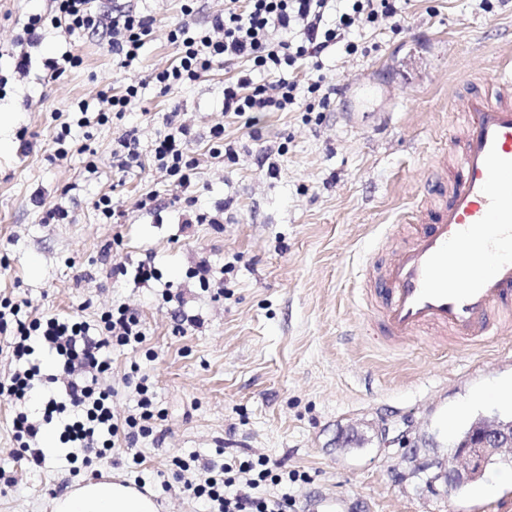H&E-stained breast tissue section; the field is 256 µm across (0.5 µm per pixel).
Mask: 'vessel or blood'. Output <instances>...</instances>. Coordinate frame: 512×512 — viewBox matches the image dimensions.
I'll list each match as a JSON object with an SVG mask.
<instances>
[{"mask_svg":"<svg viewBox=\"0 0 512 512\" xmlns=\"http://www.w3.org/2000/svg\"><path fill=\"white\" fill-rule=\"evenodd\" d=\"M491 85L459 101L453 176L429 182L423 229L363 270L365 303L396 341L432 328L481 345L512 325V66Z\"/></svg>","mask_w":512,"mask_h":512,"instance_id":"vessel-or-blood-1","label":"vessel or blood"}]
</instances>
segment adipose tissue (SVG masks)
Instances as JSON below:
<instances>
[{
	"label": "adipose tissue",
	"instance_id": "obj_1",
	"mask_svg": "<svg viewBox=\"0 0 512 512\" xmlns=\"http://www.w3.org/2000/svg\"><path fill=\"white\" fill-rule=\"evenodd\" d=\"M52 512H157L153 499L109 479L74 484L52 501Z\"/></svg>",
	"mask_w": 512,
	"mask_h": 512
}]
</instances>
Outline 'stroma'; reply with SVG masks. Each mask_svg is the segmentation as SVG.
Here are the masks:
<instances>
[{"label": "stroma", "mask_w": 512, "mask_h": 512, "mask_svg": "<svg viewBox=\"0 0 512 512\" xmlns=\"http://www.w3.org/2000/svg\"><path fill=\"white\" fill-rule=\"evenodd\" d=\"M91 6L156 17L139 63L121 68L104 40L51 25L23 48L16 35L28 13L50 12L51 4L0 0V113L15 117L11 147L0 151V299L31 318L72 315L91 324L127 306L145 338L108 348L102 382L124 420L137 404L126 378L139 367L162 417L151 436L74 473L64 436L71 415L47 424L57 450L37 467L17 455L12 419L21 411L41 419V403L0 395V512H51L56 495L104 474L129 484L143 475L160 512H206L173 477L174 459L192 453L218 465L228 456H266L302 473L263 488L291 495L290 512H512L511 465L489 466L454 497L430 479L475 418L512 415V402L499 397L512 384V328L473 347L433 330L413 343L389 342L359 302L358 275L365 264L385 263L416 227L427 183L448 161L455 103L512 56V2L488 12L482 0H407L405 32L385 23L359 29L351 38L370 47L368 56L340 49L324 58L325 74L345 83L329 110L259 112L248 128L223 116L232 69L214 67L166 93L152 81L176 58L168 31L182 0ZM66 51L81 65L49 78L45 61ZM24 52L31 64L22 76L15 63ZM129 84L141 88L138 104L123 118L73 126L71 141L88 152L54 159L52 141L78 103L100 108ZM170 119L190 127L200 161L190 205L150 157ZM221 121L237 160L209 155L210 129ZM130 135L143 165L123 170L112 151ZM24 141L30 152L20 151ZM151 193L161 212L139 209ZM38 195L43 206L65 207L67 218L42 223ZM103 195L117 223L96 215L93 202ZM201 214L222 220L200 224ZM148 257L158 281L113 278V264ZM204 260L224 272L221 299L190 276ZM167 289L176 303L163 298ZM177 307L185 326L173 318ZM351 427L357 440L337 447ZM133 451L142 459L136 473L127 466Z\"/></svg>", "instance_id": "obj_1"}]
</instances>
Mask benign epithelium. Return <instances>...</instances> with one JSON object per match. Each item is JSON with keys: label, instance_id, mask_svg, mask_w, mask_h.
<instances>
[{"label": "benign epithelium", "instance_id": "7a95c632", "mask_svg": "<svg viewBox=\"0 0 512 512\" xmlns=\"http://www.w3.org/2000/svg\"><path fill=\"white\" fill-rule=\"evenodd\" d=\"M512 459V421L485 417L473 423L448 461L437 464L436 479L448 495L460 492L481 477L489 462Z\"/></svg>", "mask_w": 512, "mask_h": 512}]
</instances>
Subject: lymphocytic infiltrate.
Instances as JSON below:
<instances>
[{
	"label": "lymphocytic infiltrate",
	"mask_w": 512,
	"mask_h": 512,
	"mask_svg": "<svg viewBox=\"0 0 512 512\" xmlns=\"http://www.w3.org/2000/svg\"><path fill=\"white\" fill-rule=\"evenodd\" d=\"M51 2L52 17L29 14L19 42L37 43L48 23L64 27L70 34H100L122 67L127 68L139 61L156 24L153 15L132 10L98 13L91 10L90 0ZM193 3L183 0V19L169 29L168 38L177 49L175 64L154 73L153 80L167 92L195 82L216 66L234 68V77L224 84V115L247 123L256 112H288L299 106L309 112L328 110L343 95L344 85L322 75L324 57L338 46L350 54L358 52V43L349 39L353 27L385 22L399 33L406 23L401 0H351L346 11L339 10L336 0H224L223 12L214 15L208 26L194 27L188 21ZM302 69L309 76L300 81L296 73ZM191 143L189 128L172 123L151 149L157 169L184 190L190 187L198 166ZM11 321L16 324L15 357L31 355L33 343H40L56 354L68 377L60 393L54 388L55 377H41L36 365L14 372L9 384L0 383V393L19 400L35 392L42 396V421L30 420L23 412L12 420L19 452L32 465L39 467L45 462L42 450L34 446L42 423L68 410L74 411L75 419L66 427L67 439L80 448L86 464L111 450L117 437L133 444L138 437L152 435L154 395L146 379H139L135 385L137 413L121 424L112 415L111 388L98 382L99 374L110 368L104 356L110 345L142 343V326L135 313L123 306L103 313L95 334L86 321L55 315L29 321L22 318L20 308L8 305L0 310V328ZM176 466L174 477L182 482L184 491L207 499L217 512H288V496H266L258 489L298 478L282 463L265 457L240 462L236 467L224 466L201 483L191 478L189 460H177ZM239 469L251 474L242 488L235 475Z\"/></svg>",
	"instance_id": "obj_1"
}]
</instances>
